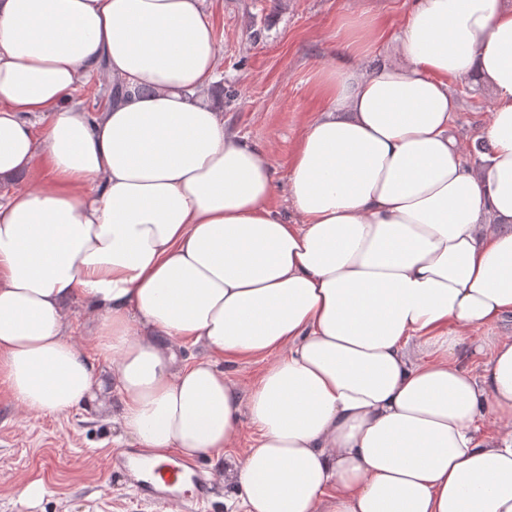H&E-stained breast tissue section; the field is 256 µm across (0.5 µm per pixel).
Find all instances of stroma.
Here are the masks:
<instances>
[{
  "instance_id": "1",
  "label": "stroma",
  "mask_w": 512,
  "mask_h": 512,
  "mask_svg": "<svg viewBox=\"0 0 512 512\" xmlns=\"http://www.w3.org/2000/svg\"><path fill=\"white\" fill-rule=\"evenodd\" d=\"M412 0H209L218 47L209 92L229 127L271 154L277 187L321 105V73L336 61V35L360 13L396 28ZM458 102L452 134L472 165L490 117L491 89L452 79ZM111 415L87 404L62 415L18 407L0 379V512H166L140 502L110 473V458L132 447ZM42 481L46 494L29 508L21 491Z\"/></svg>"
}]
</instances>
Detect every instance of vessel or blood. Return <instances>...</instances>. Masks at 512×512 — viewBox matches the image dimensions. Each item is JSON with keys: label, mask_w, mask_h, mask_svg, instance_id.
<instances>
[{"label": "vessel or blood", "mask_w": 512, "mask_h": 512, "mask_svg": "<svg viewBox=\"0 0 512 512\" xmlns=\"http://www.w3.org/2000/svg\"><path fill=\"white\" fill-rule=\"evenodd\" d=\"M119 471L126 484L145 501H160L183 482H191L193 501H203L207 494V479L202 468L193 462L175 461L158 464L143 453L129 450L120 457Z\"/></svg>", "instance_id": "obj_1"}]
</instances>
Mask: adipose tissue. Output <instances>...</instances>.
Wrapping results in <instances>:
<instances>
[{
  "label": "adipose tissue",
  "instance_id": "1",
  "mask_svg": "<svg viewBox=\"0 0 512 512\" xmlns=\"http://www.w3.org/2000/svg\"><path fill=\"white\" fill-rule=\"evenodd\" d=\"M352 25L279 212L268 151L205 94L207 0H0V184L33 183L0 196V377L47 415L116 393L143 453L212 460L226 512H512V334L491 329L512 314V8ZM91 75L121 89L96 112L73 100ZM467 77L494 91L476 171L449 134ZM248 359L253 382L225 372ZM87 318L88 312L86 309L80 303H75L73 305V312L68 325L71 337L79 344H82L87 351H90L91 344L84 332V324L86 323Z\"/></svg>",
  "mask_w": 512,
  "mask_h": 512
}]
</instances>
